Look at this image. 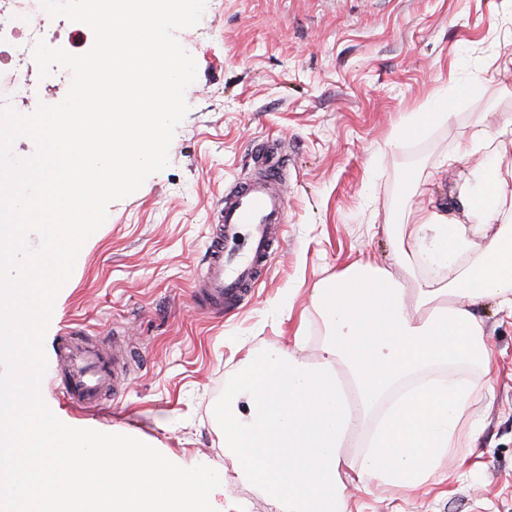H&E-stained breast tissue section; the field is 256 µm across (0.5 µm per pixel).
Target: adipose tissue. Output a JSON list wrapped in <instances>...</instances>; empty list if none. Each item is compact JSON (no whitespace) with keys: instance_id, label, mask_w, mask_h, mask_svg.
I'll return each instance as SVG.
<instances>
[{"instance_id":"obj_1","label":"adipose tissue","mask_w":512,"mask_h":512,"mask_svg":"<svg viewBox=\"0 0 512 512\" xmlns=\"http://www.w3.org/2000/svg\"><path fill=\"white\" fill-rule=\"evenodd\" d=\"M492 148L467 193V224L420 214L401 231L406 246L445 266L469 256L448 284H406L386 267L355 262L312 296L328 336L317 362L296 351L263 354L238 373L224 396V453L240 477L255 484L277 512H350V488H419L452 448L457 425L477 388L492 386V350L473 311L496 301L512 316V225H500L481 249L473 238L499 214H512V137L488 139L474 130L468 150ZM477 366L481 381L455 375L402 389L432 365ZM373 422L351 482L341 477L343 448Z\"/></svg>"}]
</instances>
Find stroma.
<instances>
[{
  "mask_svg": "<svg viewBox=\"0 0 512 512\" xmlns=\"http://www.w3.org/2000/svg\"><path fill=\"white\" fill-rule=\"evenodd\" d=\"M177 37L197 64L169 165L108 208L60 291L44 342L55 362L63 320L141 362L103 412L73 407L46 373L41 395L79 428L133 435L171 462L219 466L249 512H273L224 456V387L265 351L325 340L310 296L364 258L395 266L396 233L421 210L465 218L461 185L490 151H463L476 128L512 137V0H207ZM478 81L450 119L415 139L394 132L458 84ZM287 146L280 248L260 283L221 313L192 297L225 189L249 175L257 144ZM475 310L491 340L492 392L478 394L455 448L410 493L385 487L353 512H512V318L490 300Z\"/></svg>",
  "mask_w": 512,
  "mask_h": 512,
  "instance_id": "stroma-1",
  "label": "stroma"
}]
</instances>
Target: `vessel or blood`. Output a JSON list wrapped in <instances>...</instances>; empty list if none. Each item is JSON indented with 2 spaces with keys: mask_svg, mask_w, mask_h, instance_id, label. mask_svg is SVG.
<instances>
[{
  "mask_svg": "<svg viewBox=\"0 0 512 512\" xmlns=\"http://www.w3.org/2000/svg\"><path fill=\"white\" fill-rule=\"evenodd\" d=\"M288 158L259 162L236 182L217 212L204 272L194 285V300L211 310L241 300L266 270L285 221L287 199L279 185ZM135 361L128 346L106 348L82 340L78 329L66 327L57 339L56 378L63 398L84 407L104 403L107 393H120L126 383L122 369Z\"/></svg>",
  "mask_w": 512,
  "mask_h": 512,
  "instance_id": "1",
  "label": "vessel or blood"
}]
</instances>
